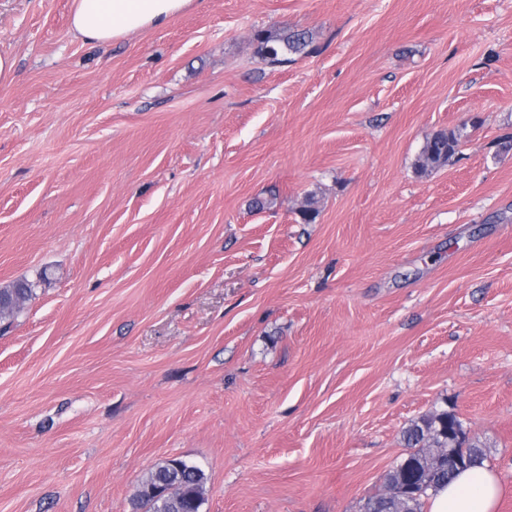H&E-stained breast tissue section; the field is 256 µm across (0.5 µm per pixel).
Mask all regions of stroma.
<instances>
[{"label":"stroma","instance_id":"35a3bbf8","mask_svg":"<svg viewBox=\"0 0 512 512\" xmlns=\"http://www.w3.org/2000/svg\"><path fill=\"white\" fill-rule=\"evenodd\" d=\"M72 4L0 0V512H134L176 458L201 512H360L441 409L512 512V0H193L107 44ZM257 50L273 65L289 62V56L307 53L312 43V35L305 30H286L273 33L259 30L255 35ZM458 139L453 133L439 131L434 133L423 148L419 163L421 169L434 168L448 164L456 154ZM32 296V284L24 280L0 288V322L12 321Z\"/></svg>","mask_w":512,"mask_h":512}]
</instances>
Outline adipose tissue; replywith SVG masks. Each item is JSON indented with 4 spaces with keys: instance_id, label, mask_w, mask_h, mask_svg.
Wrapping results in <instances>:
<instances>
[{
    "instance_id": "1",
    "label": "adipose tissue",
    "mask_w": 512,
    "mask_h": 512,
    "mask_svg": "<svg viewBox=\"0 0 512 512\" xmlns=\"http://www.w3.org/2000/svg\"><path fill=\"white\" fill-rule=\"evenodd\" d=\"M192 0H74L73 35L106 43L130 33L166 24ZM503 490L484 465L460 472L448 484L429 491L428 512H498Z\"/></svg>"
}]
</instances>
